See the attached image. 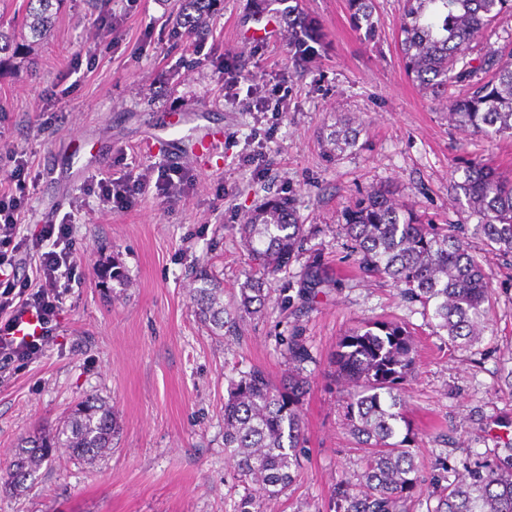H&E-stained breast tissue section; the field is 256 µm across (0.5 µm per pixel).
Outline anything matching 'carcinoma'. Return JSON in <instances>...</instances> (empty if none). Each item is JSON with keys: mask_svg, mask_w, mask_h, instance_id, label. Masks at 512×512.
Segmentation results:
<instances>
[{"mask_svg": "<svg viewBox=\"0 0 512 512\" xmlns=\"http://www.w3.org/2000/svg\"><path fill=\"white\" fill-rule=\"evenodd\" d=\"M215 0H180L176 24L199 38ZM284 5L288 56L307 62L323 44L318 22L299 0ZM62 0H25L24 27L38 39L58 18ZM350 20L365 36L378 25L375 0H347ZM512 15V0H404L398 35L405 74L419 88L448 103V117L487 139L512 137V49L494 46L497 22ZM19 53L15 32L0 25V66ZM361 128L340 118L323 137L338 157L357 146ZM448 196L466 214V224H437L403 209L393 190L380 187L341 211L340 231L363 271L389 278L400 294L429 313L433 332L448 349L464 350L489 329L492 290L470 239L484 250L512 257V179L478 160L450 173ZM238 233L250 270L234 308L224 306V288L207 270L196 272L192 302L213 335L237 329L253 304H263L269 276L300 255L309 230L290 199L275 197L256 209ZM332 279L315 257L296 281V296L308 305ZM288 374L273 379L253 367L230 382L224 402V451L244 488L237 512L282 496L295 480L304 441L303 405L310 387L304 364L312 361L303 337L283 339ZM411 332L395 321H368L342 336L332 359L336 380L352 389L347 424L368 449L359 482L344 480L330 495L332 512H410L423 489L419 432L406 419L403 381L416 369ZM112 406L96 398L77 405L60 427L26 436L0 486L18 493L59 449L92 461L112 449ZM430 512H512V442L491 455L463 462V472L440 462Z\"/></svg>", "mask_w": 512, "mask_h": 512, "instance_id": "cac0c4a2", "label": "carcinoma"}]
</instances>
